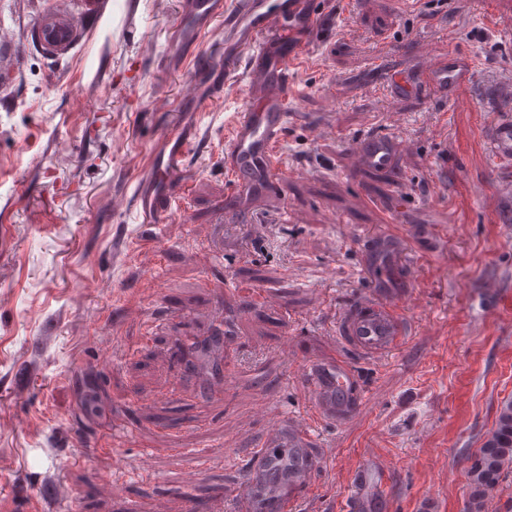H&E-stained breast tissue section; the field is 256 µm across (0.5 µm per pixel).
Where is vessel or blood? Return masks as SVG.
Returning a JSON list of instances; mask_svg holds the SVG:
<instances>
[{
    "label": "vessel or blood",
    "instance_id": "b4317fda",
    "mask_svg": "<svg viewBox=\"0 0 512 512\" xmlns=\"http://www.w3.org/2000/svg\"><path fill=\"white\" fill-rule=\"evenodd\" d=\"M311 0H242L237 13H226L222 0H187L185 15L191 22L190 41L202 35L203 21L220 16L225 29L246 27L249 33L247 75L255 89V107L241 112L233 137L224 151V170L232 193L224 205V220L232 222L248 201L270 194L281 176L277 159L287 124L288 89L295 84V70L318 34V16ZM111 0H78L77 7L54 0L42 10L32 27V40L47 58L72 59L93 39L92 29L102 21ZM420 60L422 89L435 97L451 99L456 109H468L459 87L473 75L471 60L456 51L433 55L425 43L414 49ZM196 142L194 130L181 128L164 133L154 155L153 174L141 188L148 224H173L174 205L181 192V177ZM487 142L500 153H512V114L503 113L491 128ZM414 141L369 133L347 147L351 162L363 169L392 174L400 154L414 151ZM407 244L404 238L380 234L366 250L367 267L374 272L373 296L341 312L336 331L354 350L383 355L396 350L406 336L399 311L405 282L401 271ZM312 415L302 419L284 413L267 419L263 448L235 485L237 512H292L311 476L321 466L313 454L320 421L343 423L359 412L353 396L354 377L346 363L335 357L308 362L303 370Z\"/></svg>",
    "mask_w": 512,
    "mask_h": 512
}]
</instances>
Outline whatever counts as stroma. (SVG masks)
<instances>
[{
    "instance_id": "stroma-1",
    "label": "stroma",
    "mask_w": 512,
    "mask_h": 512,
    "mask_svg": "<svg viewBox=\"0 0 512 512\" xmlns=\"http://www.w3.org/2000/svg\"><path fill=\"white\" fill-rule=\"evenodd\" d=\"M47 3L0 0L20 60L0 81V455L18 464L0 476V512H26L33 497L51 512L59 479L76 512H155L160 498L184 512L188 476L199 498L235 512V478L261 448L259 410L310 411L303 367L336 355L360 413L319 424L323 463L296 512H356V473L377 458L388 472L383 494L364 496L370 512H424L432 490L433 512H466L470 466L512 401V157L485 141L512 113L496 95L512 85V34L493 24L512 0H313L327 26L297 71L279 148L289 176L220 237L224 143L251 90L245 67L202 75L194 61L242 51L244 33L217 21L193 46L181 0H112L80 59L56 62L29 41ZM418 40L471 59L470 110L419 90L390 97ZM196 76L216 93L197 111L179 100ZM310 121L326 122L321 137ZM184 122L199 141L179 221L143 223L134 200L154 142ZM371 129L417 144L394 177L348 164V141ZM382 233L407 241L400 311L412 332L368 358L340 343L336 319L370 297L363 254ZM192 250L219 262L189 264ZM265 291L277 308L258 303ZM101 344L116 353L107 372L93 361ZM19 412L37 436L11 429Z\"/></svg>"
}]
</instances>
